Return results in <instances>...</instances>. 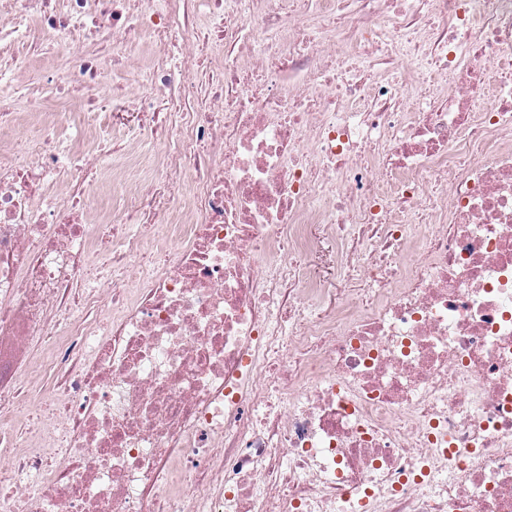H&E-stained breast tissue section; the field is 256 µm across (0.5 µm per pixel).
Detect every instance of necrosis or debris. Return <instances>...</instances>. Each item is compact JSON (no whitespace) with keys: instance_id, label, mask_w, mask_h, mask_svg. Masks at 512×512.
Returning a JSON list of instances; mask_svg holds the SVG:
<instances>
[{"instance_id":"necrosis-or-debris-1","label":"necrosis or debris","mask_w":512,"mask_h":512,"mask_svg":"<svg viewBox=\"0 0 512 512\" xmlns=\"http://www.w3.org/2000/svg\"><path fill=\"white\" fill-rule=\"evenodd\" d=\"M305 2L0 0L80 139L164 105L139 179L0 79V512H512V0Z\"/></svg>"}]
</instances>
